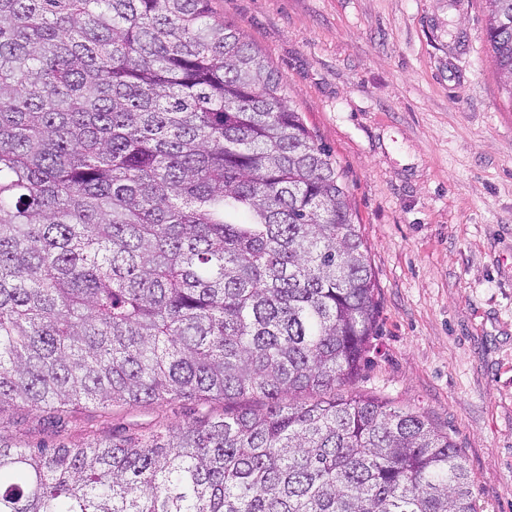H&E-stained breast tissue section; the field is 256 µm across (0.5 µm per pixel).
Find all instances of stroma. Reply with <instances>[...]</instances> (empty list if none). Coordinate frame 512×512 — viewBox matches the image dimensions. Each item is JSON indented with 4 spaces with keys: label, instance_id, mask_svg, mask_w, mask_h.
Returning <instances> with one entry per match:
<instances>
[{
    "label": "stroma",
    "instance_id": "obj_1",
    "mask_svg": "<svg viewBox=\"0 0 512 512\" xmlns=\"http://www.w3.org/2000/svg\"><path fill=\"white\" fill-rule=\"evenodd\" d=\"M282 75L342 169L377 284L378 334L350 392L447 432L478 512H512V97L485 0H213ZM174 400L0 409L12 444L117 438L220 414Z\"/></svg>",
    "mask_w": 512,
    "mask_h": 512
}]
</instances>
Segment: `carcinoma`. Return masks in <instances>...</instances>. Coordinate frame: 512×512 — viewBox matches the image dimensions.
Returning a JSON list of instances; mask_svg holds the SVG:
<instances>
[{"instance_id":"obj_1","label":"carcinoma","mask_w":512,"mask_h":512,"mask_svg":"<svg viewBox=\"0 0 512 512\" xmlns=\"http://www.w3.org/2000/svg\"><path fill=\"white\" fill-rule=\"evenodd\" d=\"M211 2L0 0V409L261 406L0 441V512H477L448 434L336 395L378 330L367 247L330 151ZM486 2L512 89V0Z\"/></svg>"}]
</instances>
